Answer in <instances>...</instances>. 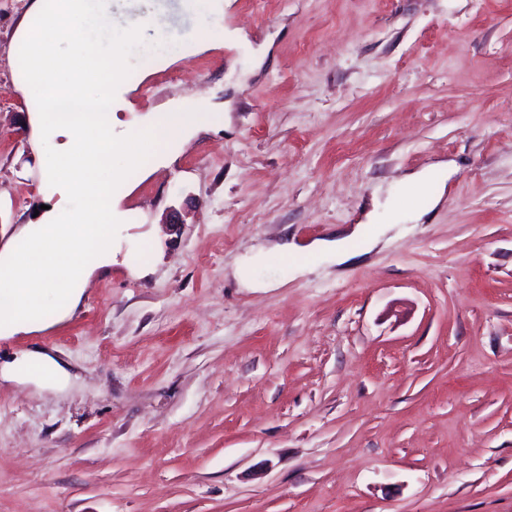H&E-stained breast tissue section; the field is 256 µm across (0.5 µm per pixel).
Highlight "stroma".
<instances>
[{"mask_svg": "<svg viewBox=\"0 0 512 512\" xmlns=\"http://www.w3.org/2000/svg\"><path fill=\"white\" fill-rule=\"evenodd\" d=\"M154 6L137 116L203 96L217 120L128 174L74 314L0 341L74 375L0 383V512H512V0H224L205 52L182 0ZM19 19L0 0V249L43 203ZM437 163L440 203L395 230ZM378 189L388 242L292 275L278 245ZM429 178L428 172L414 173L406 178V196L413 200V205L406 211V215L409 217L410 221H421L431 208L440 201L441 195L433 194L431 196V207L420 206L416 203V199L425 191Z\"/></svg>", "mask_w": 512, "mask_h": 512, "instance_id": "obj_1", "label": "stroma"}]
</instances>
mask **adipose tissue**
<instances>
[{
    "instance_id": "obj_1",
    "label": "adipose tissue",
    "mask_w": 512,
    "mask_h": 512,
    "mask_svg": "<svg viewBox=\"0 0 512 512\" xmlns=\"http://www.w3.org/2000/svg\"><path fill=\"white\" fill-rule=\"evenodd\" d=\"M113 0H28L11 51L16 91L31 108L44 149L40 191L52 199L18 245L0 250V340L49 328V309L71 313L92 273L112 263L115 231L124 226L118 191L128 171L154 153L158 137L179 138L206 119L201 100L143 118L133 130L118 113L128 92L123 62L143 43H162L159 12L128 15L113 34ZM379 233L358 226L337 239L281 245L296 273L319 258L342 264L368 254ZM66 389L67 368L32 349L0 363V380Z\"/></svg>"
}]
</instances>
